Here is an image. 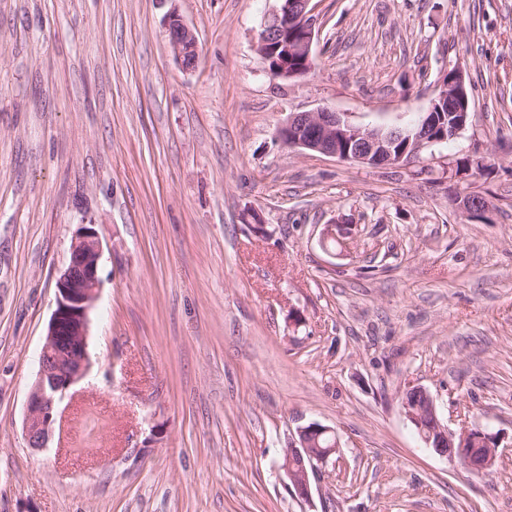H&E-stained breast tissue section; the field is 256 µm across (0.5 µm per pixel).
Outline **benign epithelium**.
Returning <instances> with one entry per match:
<instances>
[{"mask_svg":"<svg viewBox=\"0 0 512 512\" xmlns=\"http://www.w3.org/2000/svg\"><path fill=\"white\" fill-rule=\"evenodd\" d=\"M279 8L263 23L257 51L268 64L275 79L289 80L302 76L301 68L289 64L302 63L314 67L312 46L315 19L311 0H278ZM165 29L174 61L186 71L198 62L195 32L174 10L165 18ZM429 112L415 127L362 128L352 124L343 114L327 109L317 112L290 113L278 130L283 144L290 148L320 153L342 161L368 166L396 165L426 143L437 140L442 128L434 112L437 102L450 105V111L468 113L469 98L462 73H446ZM337 238L348 244L351 228L328 224L322 238ZM102 247L91 225L79 228L70 247L69 262L56 282V309L49 321L39 356V367L27 403L24 431L29 447L47 446L58 422L59 404L69 389L83 378L89 366V311L96 298L97 270ZM405 418L414 427L425 446L446 458H465L481 471L491 468L497 458L496 436L478 427L465 426L460 431L448 429L440 417L431 394L423 387L412 386L401 395ZM330 442L322 447L321 438ZM339 448L335 431L312 422L297 430L284 452L280 471L299 496L308 499L310 476L325 464Z\"/></svg>","mask_w":512,"mask_h":512,"instance_id":"benign-epithelium-1","label":"benign epithelium"}]
</instances>
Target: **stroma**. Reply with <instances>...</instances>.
I'll use <instances>...</instances> for the list:
<instances>
[{"label": "stroma", "instance_id": "stroma-1", "mask_svg": "<svg viewBox=\"0 0 512 512\" xmlns=\"http://www.w3.org/2000/svg\"><path fill=\"white\" fill-rule=\"evenodd\" d=\"M277 4L0 0V512H512V0H311L316 65L293 81L256 50ZM452 69L469 123L402 164L278 137L323 108L413 126ZM84 224L91 365L35 450L28 396ZM408 382L452 431L498 435L490 470L425 447ZM311 422L339 450L303 500L277 466ZM164 25L174 61L183 70H193L199 56L195 32L175 10L168 13Z\"/></svg>", "mask_w": 512, "mask_h": 512}]
</instances>
